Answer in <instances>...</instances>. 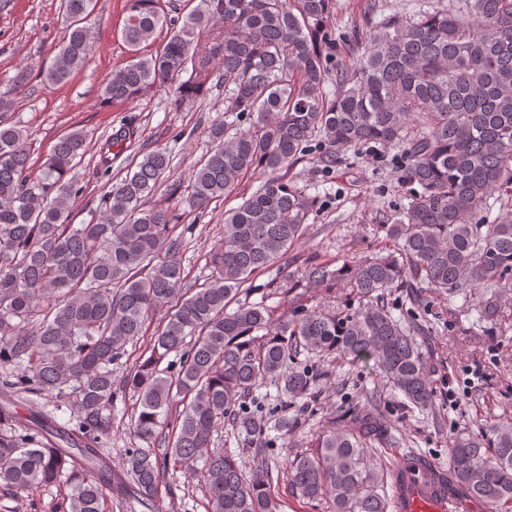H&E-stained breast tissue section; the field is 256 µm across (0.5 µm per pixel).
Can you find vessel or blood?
Here are the masks:
<instances>
[{
	"label": "vessel or blood",
	"instance_id": "obj_1",
	"mask_svg": "<svg viewBox=\"0 0 512 512\" xmlns=\"http://www.w3.org/2000/svg\"><path fill=\"white\" fill-rule=\"evenodd\" d=\"M402 512H455V501L435 471L416 460L403 462L397 473Z\"/></svg>",
	"mask_w": 512,
	"mask_h": 512
}]
</instances>
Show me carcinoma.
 I'll use <instances>...</instances> for the list:
<instances>
[{
  "label": "carcinoma",
  "instance_id": "cac0c4a2",
  "mask_svg": "<svg viewBox=\"0 0 512 512\" xmlns=\"http://www.w3.org/2000/svg\"><path fill=\"white\" fill-rule=\"evenodd\" d=\"M190 2L178 25L160 0H126L121 37L131 57L101 90V103L114 106L169 85L174 102L193 104L217 78L224 112L258 113L232 135L222 121L210 125L213 147L185 187L170 182L172 159L156 147L111 184L97 218L75 226L79 188L68 174L86 152L87 134L69 131L34 176L28 132L6 118L16 100L0 95V427L7 428L0 430V491L9 496L63 480L70 493L62 512H106L114 497L155 501L168 470L183 469L202 478L211 512H278L277 468L262 460L245 474L213 438L227 420L262 440L267 423L243 405L258 385L270 382L285 404L312 400L314 376L295 359L338 352L372 365L427 409L431 368L417 337L430 330L393 316L391 289H410L415 302L427 290L443 300L478 295L485 323L506 313L512 218L490 224L482 212L494 193L512 196V0H458L451 9L354 29L347 46L361 54L336 74L331 99L323 85L335 0ZM95 6L61 0L66 33L41 70L45 84H62L87 61ZM216 23L222 28L204 51V30ZM169 26L162 47L146 51ZM317 134L338 152L405 142L400 178L418 189L383 225L392 250L336 270H305L313 285L345 282L355 308L320 305L276 320L259 303L227 311L243 283L302 236L314 200L288 174ZM136 136L127 124L107 135L97 170L109 174L112 155ZM255 171L267 178L224 211V238L208 254L210 277L190 293L173 210L149 200L165 182L170 200L204 209ZM159 312L163 328L115 381L112 365ZM172 354L178 361L168 360ZM19 394L68 405L72 423H57L52 411L19 414L12 401ZM126 396L138 410L130 448L114 468L103 443L112 437L116 401ZM337 413L343 426L324 427L314 452L293 456L288 484L309 501L330 499L333 512H395L393 475L373 462L392 432L380 402L371 394ZM448 475V490L490 512H512V421L453 436Z\"/></svg>",
  "mask_w": 512,
  "mask_h": 512
}]
</instances>
